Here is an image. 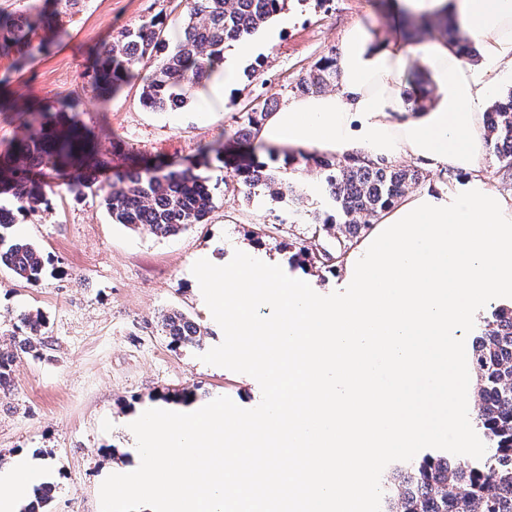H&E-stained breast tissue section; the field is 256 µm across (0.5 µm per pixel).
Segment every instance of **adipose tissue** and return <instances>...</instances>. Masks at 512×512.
<instances>
[{
	"instance_id": "obj_1",
	"label": "adipose tissue",
	"mask_w": 512,
	"mask_h": 512,
	"mask_svg": "<svg viewBox=\"0 0 512 512\" xmlns=\"http://www.w3.org/2000/svg\"><path fill=\"white\" fill-rule=\"evenodd\" d=\"M387 34L355 26L340 41L336 91L294 98L264 117L255 144L273 152H319L393 164L414 160L453 169L462 187L411 191L382 212L371 236L338 271L349 289L327 303L307 276L283 281L274 257L239 247L223 271L196 260L193 288L228 336L251 337L250 356L273 395L263 434L243 439L222 400L144 406L126 421L139 465L111 470L101 487L117 512H352L364 477L385 448L438 439L461 384L449 329L471 321L473 302L512 288V193L482 173L483 108L497 78H512V0H390ZM451 19L479 50L463 61L440 37L425 39L418 61L401 43L410 17ZM242 44L197 92L204 113L221 111L243 59ZM420 63L429 82L422 111L408 109V76ZM267 315H259V308ZM269 459L266 495L244 478L250 460ZM47 474L26 452L0 468V512H21Z\"/></svg>"
}]
</instances>
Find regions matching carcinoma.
<instances>
[{"label":"carcinoma","instance_id":"1","mask_svg":"<svg viewBox=\"0 0 512 512\" xmlns=\"http://www.w3.org/2000/svg\"><path fill=\"white\" fill-rule=\"evenodd\" d=\"M286 0H188L182 20L183 33L171 45L165 22L145 19L102 46L95 62L93 88L105 103L116 94L142 64H150L144 77L142 104L161 112L186 102V94L200 85L224 60L226 44L239 42L263 28ZM57 12L35 6L24 17L0 13V58L10 57L22 69L43 44L35 45L31 34L39 26L55 23ZM336 81V59L326 57L300 80L302 93H319ZM278 101L268 98L240 117L238 138L249 140L255 128ZM28 124L37 131L27 138L0 147V267L27 283L36 284L49 273L47 259L33 242L12 232L15 214H30L47 203L48 182L35 180V169H51L71 188L103 192L112 220L134 229L174 236L193 224H203L216 208L210 178L194 167L180 170L161 166H133L108 184L89 174L94 153L90 132L69 121L49 118L42 108L27 112ZM484 139L499 162V171L512 177V93L497 100L485 113ZM321 170L325 190L342 215L336 223L330 216H313L311 241L298 247L310 265L336 269L370 227V221L417 184L421 173L414 168L376 164L360 159L340 160L330 155L300 153L286 158L289 174L298 173V164ZM293 194V202L303 203L293 184H285L266 163L250 158L233 169L230 189L251 199L258 189L270 196H283V186ZM46 319L39 311L20 314L17 332L10 347L0 348V389L10 386L11 367L20 355L42 356L48 346L43 333ZM161 325L175 346L196 345L203 332L195 322L178 311L161 318ZM475 381L477 409L474 423L485 448L473 457L454 459L444 452L397 467L384 482L385 512H512V304L492 307L483 318L470 355ZM54 486L47 484L35 492V502L26 512L46 508Z\"/></svg>","mask_w":512,"mask_h":512}]
</instances>
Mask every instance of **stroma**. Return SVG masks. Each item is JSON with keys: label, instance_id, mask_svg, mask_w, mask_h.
Returning a JSON list of instances; mask_svg holds the SVG:
<instances>
[{"label": "stroma", "instance_id": "stroma-1", "mask_svg": "<svg viewBox=\"0 0 512 512\" xmlns=\"http://www.w3.org/2000/svg\"><path fill=\"white\" fill-rule=\"evenodd\" d=\"M35 4L58 12L59 21L33 33V43L45 50L23 70L10 72V59L0 60V74L10 75L0 96L11 104L0 112V143L29 135V108L76 95L74 118L95 130L96 158L110 166L100 176L105 183L124 168L129 152L186 164L196 160L201 145L220 138L225 154L240 155L236 131L243 112L270 96L283 103L296 97L300 79L322 58L337 55L349 27L381 34L387 18L377 0H288V24L275 45L244 63L223 111L203 120L193 98L175 110L146 109L138 78L105 103L92 90L94 55L102 44L157 14L166 19L170 41H177L185 0H0V12L22 16ZM117 138L119 151L112 148ZM298 181L308 195L306 215L296 213L287 194L276 199L262 191L247 200L222 191L208 223L172 237L113 223L101 194L64 186L37 213L23 217V238L41 246L55 273L28 284L0 269V345L9 346L22 311L46 316L48 338L42 358L24 355L14 362L11 383L0 391V465L16 451L30 452L56 487L49 512H105L101 481L113 462L130 456L133 443L121 425L143 404L187 390L200 401L223 398L228 413L245 420L263 409L272 393L268 382L236 354V340L211 322L189 274L198 253L221 260L234 247L258 240L282 257L284 278L306 274L316 279L324 300L345 297L337 272L293 259L292 242L312 235L310 213L334 210L315 169L302 171ZM172 309L201 326L200 345L171 344L161 316ZM448 339L464 379L454 416L468 424V450L474 453L482 440L472 425L473 336L453 332ZM425 454L416 447L382 452L359 488L356 512H377L390 464Z\"/></svg>", "mask_w": 512, "mask_h": 512}]
</instances>
